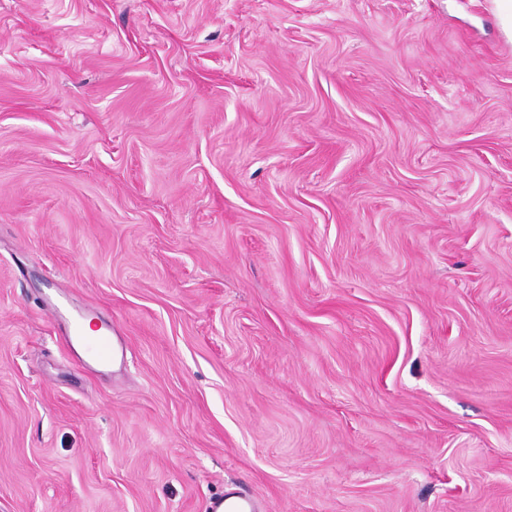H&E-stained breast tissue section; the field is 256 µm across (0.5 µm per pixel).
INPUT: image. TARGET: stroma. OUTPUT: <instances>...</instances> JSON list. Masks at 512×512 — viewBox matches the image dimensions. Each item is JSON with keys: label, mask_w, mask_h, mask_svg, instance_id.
<instances>
[{"label": "stroma", "mask_w": 512, "mask_h": 512, "mask_svg": "<svg viewBox=\"0 0 512 512\" xmlns=\"http://www.w3.org/2000/svg\"><path fill=\"white\" fill-rule=\"evenodd\" d=\"M229 491L512 512L490 0H0V512ZM92 358L101 365H109L116 355V346L112 336L99 335L90 341Z\"/></svg>", "instance_id": "35a3bbf8"}]
</instances>
